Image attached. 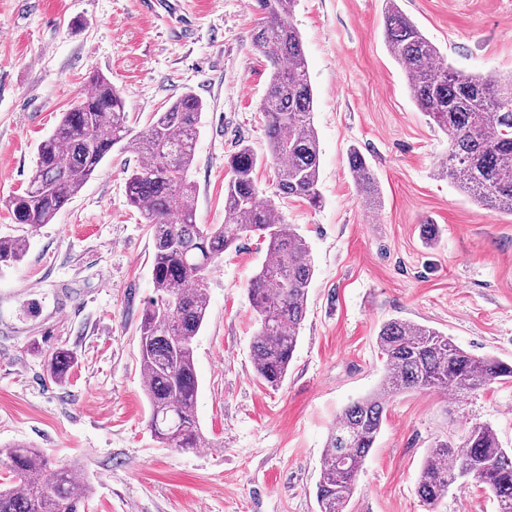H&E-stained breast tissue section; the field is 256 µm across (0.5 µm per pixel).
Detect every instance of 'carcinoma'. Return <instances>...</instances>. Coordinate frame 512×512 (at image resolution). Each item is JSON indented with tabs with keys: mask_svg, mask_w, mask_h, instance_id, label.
Listing matches in <instances>:
<instances>
[{
	"mask_svg": "<svg viewBox=\"0 0 512 512\" xmlns=\"http://www.w3.org/2000/svg\"><path fill=\"white\" fill-rule=\"evenodd\" d=\"M257 4L263 17L253 43L272 68L261 111L278 196L317 207L320 149L314 91L293 22L295 0ZM384 38L408 78L415 105L448 137V155L438 174L475 204L512 215V78L466 74L448 64L396 0H387ZM90 83L91 91L62 114L52 135L39 144L27 186L7 206L15 223L33 230L53 221L115 146L145 157L130 172L126 195L144 219L153 245L154 296L139 326L148 427L166 447L194 451L209 444L196 415L194 357V341L208 313L205 271L250 234L266 242L269 261L248 288L257 322L252 362L259 382L277 389L288 374L307 312L314 274L309 246L273 200L259 197L254 181L258 157L248 145H240L228 160L224 223H196L190 171L203 113L196 94L183 93L136 131L112 81L97 73ZM349 168L360 196L375 202L378 182L355 148ZM26 250V236L0 237V268L19 262ZM377 344L384 366L378 389L347 406L328 433L316 489L319 512H346L389 398L408 390L467 395L512 380V365L475 356L424 324L389 320L380 327ZM75 359L69 349L51 352L50 378L64 382ZM0 469L8 473V481L0 483V512H84L92 495L90 483L78 480L72 467L52 464L41 448L1 447ZM465 473L495 496L498 512H512V451L501 446L491 425L470 422L460 441L438 440L429 449L416 484L428 512H435Z\"/></svg>",
	"mask_w": 512,
	"mask_h": 512,
	"instance_id": "cac0c4a2",
	"label": "carcinoma"
}]
</instances>
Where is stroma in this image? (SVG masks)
Listing matches in <instances>:
<instances>
[{
	"label": "stroma",
	"mask_w": 512,
	"mask_h": 512,
	"mask_svg": "<svg viewBox=\"0 0 512 512\" xmlns=\"http://www.w3.org/2000/svg\"><path fill=\"white\" fill-rule=\"evenodd\" d=\"M397 3L457 69L512 76V0ZM385 4L297 0L322 203L277 201L311 252L308 309L286 380L270 389L254 372L247 291L265 242L247 236L208 268L196 411L214 447L177 452L146 426L138 328L153 294V248L125 192L140 155L113 148L54 221L29 234L23 260L0 270V446L30 444L75 466L93 489L86 512H318L327 434L379 385L376 336L390 319L512 364V216L438 177L448 141L388 52ZM259 17L254 0H0V236L18 233L5 203L25 188L38 144L95 73L111 78L139 128L185 91L203 101L197 223H223L227 159L242 142L261 160L260 196L276 199L260 110L270 65L252 42ZM354 147L378 181V205L356 192ZM427 224L437 227L434 240ZM57 348L76 355L62 383L46 375ZM471 421L492 425L512 448V381L470 397H391L348 512H427L416 494L422 462ZM436 512H497V501L461 479Z\"/></svg>",
	"instance_id": "obj_1"
}]
</instances>
